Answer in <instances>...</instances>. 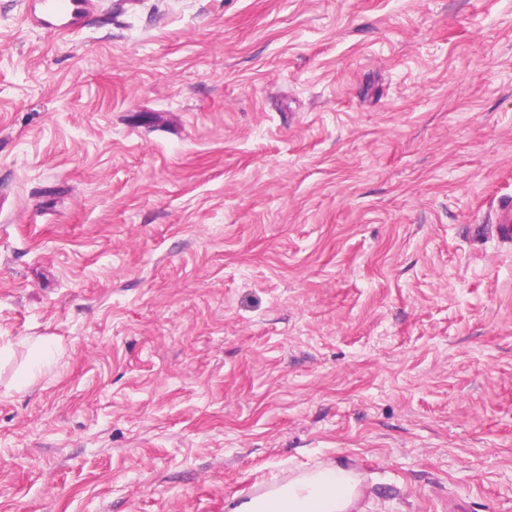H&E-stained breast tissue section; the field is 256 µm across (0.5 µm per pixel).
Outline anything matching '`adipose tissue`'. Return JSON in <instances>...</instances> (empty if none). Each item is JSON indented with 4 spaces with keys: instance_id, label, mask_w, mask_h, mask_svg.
I'll return each instance as SVG.
<instances>
[{
    "instance_id": "ef3b65f1",
    "label": "adipose tissue",
    "mask_w": 512,
    "mask_h": 512,
    "mask_svg": "<svg viewBox=\"0 0 512 512\" xmlns=\"http://www.w3.org/2000/svg\"><path fill=\"white\" fill-rule=\"evenodd\" d=\"M356 472L343 465L318 467L284 483H271L263 495L230 512H350L358 495Z\"/></svg>"
}]
</instances>
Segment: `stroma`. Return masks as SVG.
<instances>
[{"instance_id":"1","label":"stroma","mask_w":512,"mask_h":512,"mask_svg":"<svg viewBox=\"0 0 512 512\" xmlns=\"http://www.w3.org/2000/svg\"><path fill=\"white\" fill-rule=\"evenodd\" d=\"M0 0V512H512V0ZM46 12L64 17L67 25L62 29L79 28L88 17L91 0H39ZM491 229L499 244L512 247V197L504 196L498 199ZM358 486L353 469L339 464L318 467L285 483L272 482L268 492L241 502L230 512H349Z\"/></svg>"}]
</instances>
